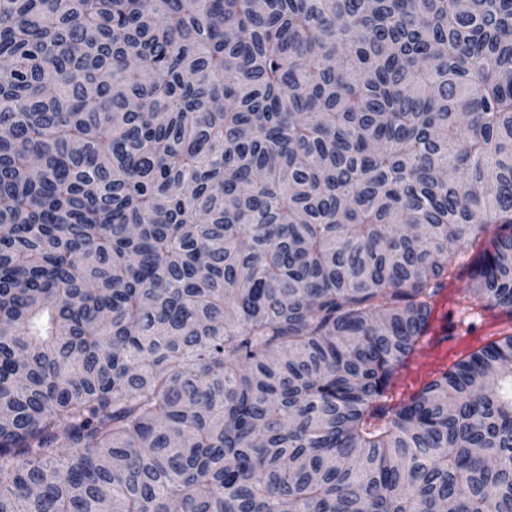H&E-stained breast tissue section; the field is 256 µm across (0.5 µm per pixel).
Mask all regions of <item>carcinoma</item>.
<instances>
[{"label":"carcinoma","instance_id":"cac0c4a2","mask_svg":"<svg viewBox=\"0 0 512 512\" xmlns=\"http://www.w3.org/2000/svg\"><path fill=\"white\" fill-rule=\"evenodd\" d=\"M463 271L512 0H0V512H512V333L391 398Z\"/></svg>","mask_w":512,"mask_h":512}]
</instances>
